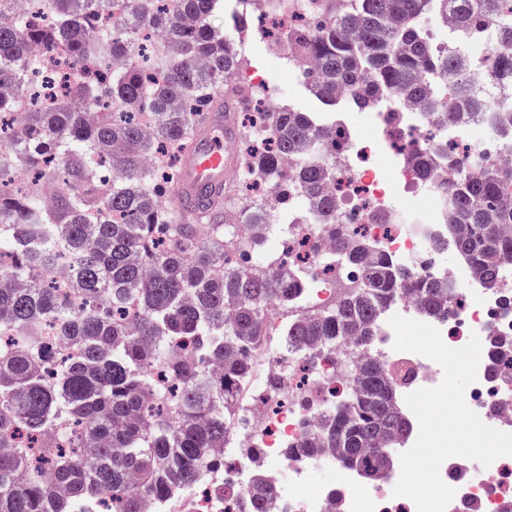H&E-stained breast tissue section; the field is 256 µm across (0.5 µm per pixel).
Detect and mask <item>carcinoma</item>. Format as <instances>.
<instances>
[{
  "instance_id": "cac0c4a2",
  "label": "carcinoma",
  "mask_w": 512,
  "mask_h": 512,
  "mask_svg": "<svg viewBox=\"0 0 512 512\" xmlns=\"http://www.w3.org/2000/svg\"><path fill=\"white\" fill-rule=\"evenodd\" d=\"M55 23L33 27L18 0H0V116L17 113L9 138L0 128V512H90L97 489L112 492V512H144L146 498L164 500L192 486L224 447L227 415L239 385L252 376L249 351L270 331L267 306L298 311L276 334L288 350L317 367L336 357L344 339L371 342L380 305L412 292L424 315L448 318V281L420 276L391 257L381 241L354 239L338 222L331 181L336 170L321 144L336 124L289 105L269 117L273 146L250 145L249 125L235 137L241 171L274 184L283 205L303 198L325 221L336 255L362 268L360 280L330 307H304V276L276 273L278 253L263 249L277 226L258 199H239L253 233L237 236L223 204L208 205L193 224L172 198L182 155L217 90L244 65L238 46L209 18L224 0H121L112 25H86L109 0H37ZM469 37L497 26L512 47V0H332L320 25L285 32L279 49L313 66L306 84L334 106L338 91L360 109L391 96L419 104L446 122L477 117L485 101L475 77L453 54L425 41L420 20L439 9ZM159 41L140 46L141 30ZM52 47L76 66L67 95L46 106L33 81L45 72L35 47ZM452 76L443 99L431 76ZM512 87V53L481 75ZM512 149V106L493 117ZM447 153L416 150L412 162L429 176ZM448 169L452 246L469 269L502 292L512 312V166ZM269 272L258 273L252 257ZM54 330L48 346L44 331ZM76 343L69 357L64 345ZM490 371L512 352L494 340ZM396 377L371 354L352 368V384L319 413L317 430L290 453L333 448L345 467L380 480L389 444L410 425L397 400ZM278 488L258 483L251 512H266Z\"/></svg>"
}]
</instances>
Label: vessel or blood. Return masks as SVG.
<instances>
[{"label":"vessel or blood","instance_id":"obj_1","mask_svg":"<svg viewBox=\"0 0 512 512\" xmlns=\"http://www.w3.org/2000/svg\"><path fill=\"white\" fill-rule=\"evenodd\" d=\"M233 130V123L221 108L210 111L202 131L182 157L177 205H195L204 192L223 188L234 168L233 156L226 148Z\"/></svg>","mask_w":512,"mask_h":512}]
</instances>
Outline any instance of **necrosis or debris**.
<instances>
[{
  "label": "necrosis or debris",
  "mask_w": 512,
  "mask_h": 512,
  "mask_svg": "<svg viewBox=\"0 0 512 512\" xmlns=\"http://www.w3.org/2000/svg\"><path fill=\"white\" fill-rule=\"evenodd\" d=\"M268 2L270 8L264 18L276 30L308 24L321 16L322 0ZM371 118L374 142L392 162L397 180L389 182L377 163L353 165L352 159L359 150L349 135H342L336 146L324 151L325 160L335 164L338 171L334 185L337 207L355 236L381 240L399 259L419 260L420 273L440 274L442 254L434 240L452 234L446 204L448 192L441 173L423 180L418 169L407 163L406 155L412 149L431 147L443 139L456 143L453 158L470 171L482 161L497 158L499 149L482 138L484 124L452 121L438 127L424 111L394 99L373 105ZM400 188L431 204L430 210L420 214L414 223H405L403 213L392 202ZM263 195L270 205L272 223L280 227L276 246L281 271L297 269L304 273L308 306L333 304L342 285L359 278L358 269L331 260L315 218L303 201H296V217L287 222L282 217L277 188L267 186ZM449 283L448 318L437 321L436 327L444 335L455 332L453 347H463L474 334L484 343L493 334L512 338V313L501 311L494 289L474 278L465 266L450 277ZM396 314L418 321L423 318L406 297L381 309L374 324V343L382 362L410 360L409 391L438 386L444 378L438 363L418 353L394 350L395 335L389 320ZM279 348V338L268 336L252 353L254 377L240 391L244 411L224 441V454L232 460V469L208 468L194 486L169 503L152 502L150 512H246L253 481L259 476L281 488L268 512H416L410 499L390 493L399 479V456L407 451V444L392 451L385 489L376 488L363 495L357 491L359 472L337 467L335 452L329 450L313 458L296 453L307 418L331 405V396L319 390L321 381L341 377L344 367L325 362L315 368V378L309 384L310 401L304 404L298 399L303 379L301 357L293 354L288 360H281ZM488 363V356H481L477 379L466 388L465 401L486 425L512 433V370H504L494 379L487 372ZM270 373L280 381L279 390L272 397L263 391V381ZM322 466L338 469V480L314 482L313 475ZM453 486L456 495L447 512H457L461 504L473 512H512V482L502 481L499 463L485 467L480 476L459 478Z\"/></svg>",
  "instance_id": "necrosis-or-debris-1"
}]
</instances>
